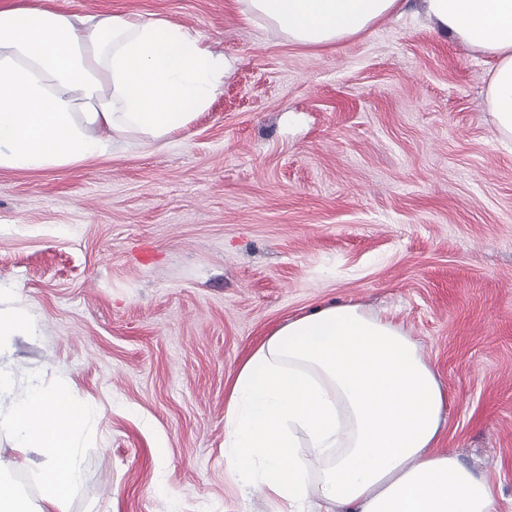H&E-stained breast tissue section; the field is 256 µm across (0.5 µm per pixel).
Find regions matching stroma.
Listing matches in <instances>:
<instances>
[{
    "label": "stroma",
    "mask_w": 512,
    "mask_h": 512,
    "mask_svg": "<svg viewBox=\"0 0 512 512\" xmlns=\"http://www.w3.org/2000/svg\"><path fill=\"white\" fill-rule=\"evenodd\" d=\"M157 15L232 68L168 144L0 169V289L36 330L0 346L9 414L32 382L92 410L69 512H277L224 467L240 363L312 308L401 326L448 395L437 449L512 512V140L486 104L492 56L421 0L314 48L241 0H5ZM7 478L42 503L37 449L0 427Z\"/></svg>",
    "instance_id": "1"
}]
</instances>
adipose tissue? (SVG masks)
<instances>
[{"mask_svg":"<svg viewBox=\"0 0 512 512\" xmlns=\"http://www.w3.org/2000/svg\"><path fill=\"white\" fill-rule=\"evenodd\" d=\"M306 46L367 31L400 0H244ZM449 37L497 58L487 90L512 139V0H423ZM231 67L162 18L0 7V168L62 167L129 136L166 140L205 110ZM448 397L400 326L334 302L289 320L239 365L226 398L224 465L279 512H498L497 490L435 452ZM89 416L65 387L31 384L5 422L43 457L39 512H67Z\"/></svg>","mask_w":512,"mask_h":512,"instance_id":"ef3b65f1","label":"adipose tissue"}]
</instances>
